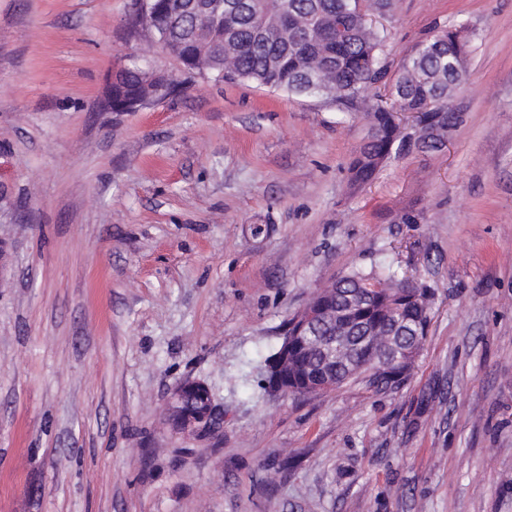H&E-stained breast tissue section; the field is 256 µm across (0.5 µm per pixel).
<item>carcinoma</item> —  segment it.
Returning <instances> with one entry per match:
<instances>
[{
	"instance_id": "carcinoma-1",
	"label": "carcinoma",
	"mask_w": 512,
	"mask_h": 512,
	"mask_svg": "<svg viewBox=\"0 0 512 512\" xmlns=\"http://www.w3.org/2000/svg\"><path fill=\"white\" fill-rule=\"evenodd\" d=\"M205 14L173 15L172 0H134L140 29L188 71L218 80L238 79L288 96L316 97L342 105L369 101L370 132L351 165V185L370 181L391 156L415 147L437 150L448 140V97L467 80L471 34L465 24L445 26L422 42L402 64L391 101L369 92L388 75L383 56L385 30L367 24L359 0H219ZM146 62L128 57L112 84V111L142 97L150 88L170 95L177 84L151 79ZM400 112H419L421 130L402 133ZM411 285L391 269H355L336 281L330 301L341 311L336 324L318 327L315 339L336 348L327 369L336 386L349 381L347 366L356 360L376 385H391L411 370L425 339L429 306L408 300ZM369 327L381 335L403 331L402 350L410 355L371 371L367 357L382 344L359 334ZM322 370V356L299 349L288 358L295 380Z\"/></svg>"
}]
</instances>
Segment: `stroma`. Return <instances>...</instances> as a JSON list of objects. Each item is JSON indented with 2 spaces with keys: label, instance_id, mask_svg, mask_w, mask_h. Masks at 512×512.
<instances>
[{
  "label": "stroma",
  "instance_id": "1",
  "mask_svg": "<svg viewBox=\"0 0 512 512\" xmlns=\"http://www.w3.org/2000/svg\"><path fill=\"white\" fill-rule=\"evenodd\" d=\"M131 0H0V512H512V0L363 11L397 74L474 31L448 141L350 184L365 112L181 72L104 110ZM430 298L407 378L261 386L289 320L353 268ZM187 380L224 412L165 409ZM208 389L207 385L199 381H187L176 387L172 393L168 404L169 418L177 417L179 420V430L188 435H202L212 432L211 423L207 417H195L188 414H181L178 406L186 399L187 394L195 391Z\"/></svg>",
  "mask_w": 512,
  "mask_h": 512
}]
</instances>
